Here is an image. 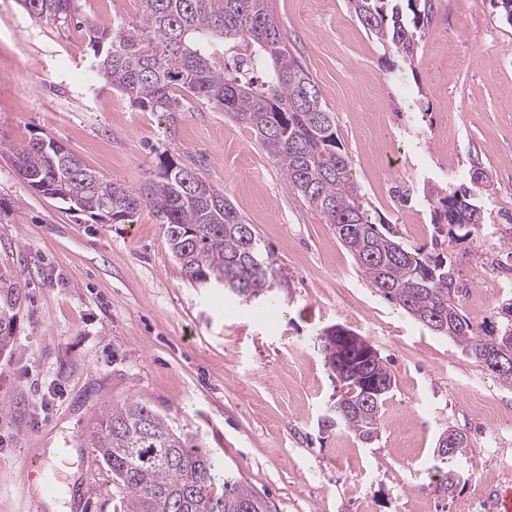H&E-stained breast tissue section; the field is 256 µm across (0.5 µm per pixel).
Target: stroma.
Wrapping results in <instances>:
<instances>
[{
	"label": "stroma",
	"mask_w": 512,
	"mask_h": 512,
	"mask_svg": "<svg viewBox=\"0 0 512 512\" xmlns=\"http://www.w3.org/2000/svg\"><path fill=\"white\" fill-rule=\"evenodd\" d=\"M64 21L0 0V272L18 300L13 345L0 353V512H113L112 482L87 435L100 411L139 400L198 435L272 512H495L512 485V425L485 446L484 400L512 413V389L379 295L308 205L289 195L254 133L194 100L181 112L134 105L92 66L87 27L135 20L138 0H76ZM294 54L334 112L373 220L402 246L450 259L461 290L483 288L484 235L449 243L426 185L494 181L485 221L512 211V24L490 0H431L413 58L383 47L347 0H273ZM53 140L105 179L139 189L163 161L195 164L252 224L276 271L259 311L183 277L167 226L145 209L99 221L32 190L11 147ZM339 325L365 337L395 384L376 438L325 429L344 392L320 337ZM468 436L449 493L437 490L434 448ZM72 464L56 491L24 481L32 461Z\"/></svg>",
	"instance_id": "obj_1"
}]
</instances>
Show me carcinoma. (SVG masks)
<instances>
[{
	"label": "carcinoma",
	"mask_w": 512,
	"mask_h": 512,
	"mask_svg": "<svg viewBox=\"0 0 512 512\" xmlns=\"http://www.w3.org/2000/svg\"><path fill=\"white\" fill-rule=\"evenodd\" d=\"M430 0H348L356 17L382 45L414 56L417 33ZM135 22L89 30L93 67L112 90L153 112H181L185 95L207 102L252 130L280 167L288 192L333 226L374 288L405 314L446 336L500 383L512 388V367L497 370L488 358L512 353V301L500 307L498 326L469 318L457 303L451 265L414 256L390 225L376 223L365 208L341 149L334 113L317 83L289 47L272 0H140ZM30 16L65 19L75 0H22ZM183 91L173 94V88ZM15 169L33 189L98 220H121L143 209L165 219L168 245L191 284L222 288L242 302L265 303L275 281L260 238L224 192L194 168L161 163L158 179L133 193L89 169L62 145L31 140L10 149ZM471 186L452 193L426 189L433 223L448 225V242L481 231L484 213L471 200L490 192L482 168ZM15 283L0 273V352L12 340L10 310ZM325 362L340 359L332 332L321 337ZM390 390L394 376L384 359L366 360L340 376L346 391L334 421L365 442L377 436L385 396L368 402L363 382ZM89 443L99 457L119 512H270L245 481L204 450L202 439L173 429L167 418L138 400L97 415Z\"/></svg>",
	"instance_id": "1"
}]
</instances>
